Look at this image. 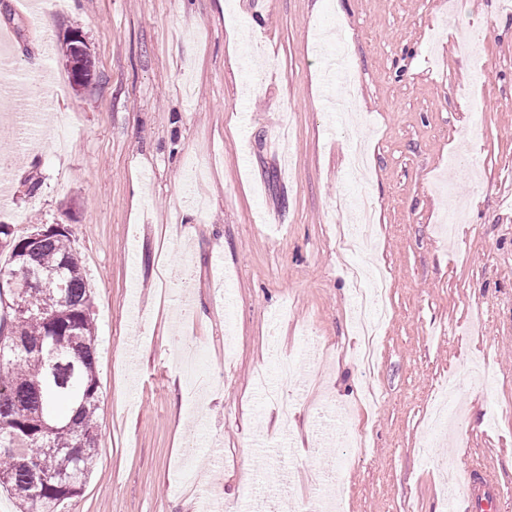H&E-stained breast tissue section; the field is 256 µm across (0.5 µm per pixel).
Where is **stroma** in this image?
Here are the masks:
<instances>
[{"label":"stroma","mask_w":512,"mask_h":512,"mask_svg":"<svg viewBox=\"0 0 512 512\" xmlns=\"http://www.w3.org/2000/svg\"><path fill=\"white\" fill-rule=\"evenodd\" d=\"M447 15L448 0H0L20 81L0 224L71 225L92 290L100 441L62 512H198L178 490L190 465L246 507L270 462L292 470V500L335 475L347 512H448L443 470L472 458L512 512V7ZM73 31L94 60L79 89ZM324 31L354 87L326 82ZM352 266L392 283L367 377ZM182 333L207 353L192 377ZM343 431L369 447L327 442Z\"/></svg>","instance_id":"obj_1"}]
</instances>
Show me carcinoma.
Returning a JSON list of instances; mask_svg holds the SVG:
<instances>
[{
  "instance_id": "carcinoma-1",
  "label": "carcinoma",
  "mask_w": 512,
  "mask_h": 512,
  "mask_svg": "<svg viewBox=\"0 0 512 512\" xmlns=\"http://www.w3.org/2000/svg\"><path fill=\"white\" fill-rule=\"evenodd\" d=\"M74 82H88L94 63L82 53ZM65 224L18 233L0 224V488L21 512H58L93 471L100 393L98 352L85 268ZM38 274L33 284L25 269ZM57 474L40 479L35 461Z\"/></svg>"
}]
</instances>
